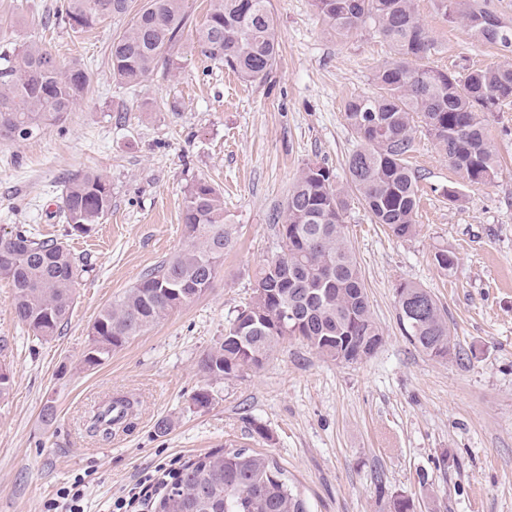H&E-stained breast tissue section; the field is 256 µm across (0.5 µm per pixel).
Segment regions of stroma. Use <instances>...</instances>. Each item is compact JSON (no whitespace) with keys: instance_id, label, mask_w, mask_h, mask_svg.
<instances>
[{"instance_id":"stroma-1","label":"stroma","mask_w":512,"mask_h":512,"mask_svg":"<svg viewBox=\"0 0 512 512\" xmlns=\"http://www.w3.org/2000/svg\"><path fill=\"white\" fill-rule=\"evenodd\" d=\"M57 2L0 0V57L39 39L61 61L84 60L92 74L65 121L0 144V230L28 224L62 235V185L92 170L110 179L112 210L89 234L67 240L88 271L60 336L32 341L0 280V339L8 342L0 364L12 375L0 401V512H43L78 476L87 512H108L145 472L241 448L274 458L308 512H381L394 492L415 512H512V103L488 119L501 164L488 185L462 183L417 133L413 238L389 236L351 201L347 233L383 334L376 354L339 364L287 339L262 368L216 383L212 404L200 408L192 400L204 383L200 354L223 336L277 254V222L300 169L318 162L344 178L355 145L344 104L374 91L389 47L369 29L328 33L311 0H271L279 57L265 81L249 83L196 48L210 0H183L187 25L167 69L130 87L112 78L108 63L128 17L76 34L56 20ZM417 11L442 45L432 66L500 60L499 48L448 24L437 0H417ZM199 178L221 190L230 238L212 287L85 369L88 331L103 307L182 247L184 197ZM443 248L458 258L453 270L434 261ZM403 281L427 288L446 311L457 356L432 358L403 336ZM122 395L136 402L130 429L108 443L91 436L93 411ZM48 402L56 409L49 423L41 418ZM161 420L170 425L163 435Z\"/></svg>"}]
</instances>
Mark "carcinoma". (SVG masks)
Masks as SVG:
<instances>
[{
    "instance_id": "carcinoma-1",
    "label": "carcinoma",
    "mask_w": 512,
    "mask_h": 512,
    "mask_svg": "<svg viewBox=\"0 0 512 512\" xmlns=\"http://www.w3.org/2000/svg\"><path fill=\"white\" fill-rule=\"evenodd\" d=\"M269 2L210 0L196 35L200 53L244 81L264 80L280 48ZM312 6L329 32L346 37L369 26L390 44L393 56L375 71L376 91L345 104L344 120L357 142L345 162L348 188L314 162L296 177L278 225L280 251L259 272L244 309L224 324V336L199 358V371L216 382L262 368L288 337L339 363L379 349L383 334L371 314L345 215L352 191L389 235H416L419 175L408 158L417 128L462 182L486 185L500 173L485 122L512 102V57L506 55L512 52V27L479 0H439L448 22L465 24L478 39L505 51L501 61L461 73L430 65L439 41L420 23L416 0H312ZM129 12L130 0H59L56 6V18L75 32ZM186 25L182 0H146L112 40V76L135 86L167 66ZM90 82L86 66L60 63L36 39L23 43L0 67V144L27 140L62 121ZM111 209L112 182L97 171L61 190L59 211L68 236L89 233ZM183 223V247L100 311L83 366L104 364L112 351L211 288L228 242L219 190L204 179L194 181L184 198ZM86 267L66 242L43 238L25 224L0 235V280L10 283L14 313L39 341L59 335L67 323ZM396 297L399 324L412 344L441 360L456 351L445 312L427 289L404 281ZM133 413V401L113 398L94 415L89 431L108 441ZM201 493L210 497L208 512H308L277 462L246 449L211 453L186 465L157 512H192ZM388 512H413V504L396 492Z\"/></svg>"
}]
</instances>
